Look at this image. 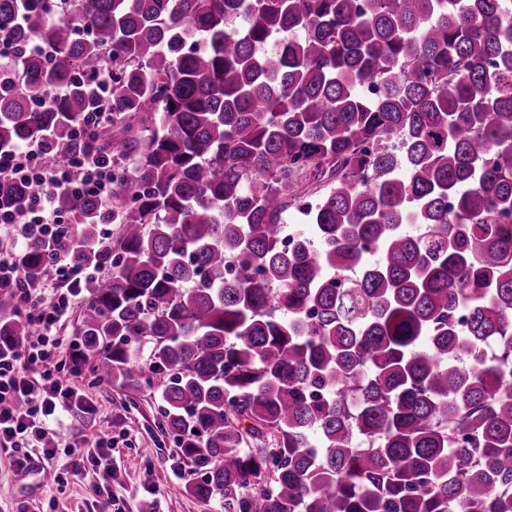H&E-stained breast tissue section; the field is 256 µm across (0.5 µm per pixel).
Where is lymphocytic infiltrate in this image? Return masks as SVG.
Instances as JSON below:
<instances>
[{
    "label": "lymphocytic infiltrate",
    "instance_id": "1",
    "mask_svg": "<svg viewBox=\"0 0 512 512\" xmlns=\"http://www.w3.org/2000/svg\"><path fill=\"white\" fill-rule=\"evenodd\" d=\"M81 170L73 179V170ZM0 179L16 180L35 187L28 208L18 212L0 208V225L10 234V248L0 252V292L12 295L16 312L35 325V338L10 351H0V448L13 452L19 470H28L34 454L51 461L58 450L53 426L61 416L91 409L81 394V359L70 353L56 356L57 332L80 297L94 280V271L61 254L58 240L74 218L55 205L53 190L75 197L95 198L104 210L112 208V160L101 156L73 158L60 164L49 140L0 148ZM37 240L48 256L42 279L28 280L19 256L28 240ZM54 288L45 299L46 288Z\"/></svg>",
    "mask_w": 512,
    "mask_h": 512
}]
</instances>
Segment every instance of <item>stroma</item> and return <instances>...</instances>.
Instances as JSON below:
<instances>
[{"mask_svg":"<svg viewBox=\"0 0 512 512\" xmlns=\"http://www.w3.org/2000/svg\"><path fill=\"white\" fill-rule=\"evenodd\" d=\"M80 384L98 411L65 419L61 441L90 439L121 421L122 436L112 448L110 467L88 461L77 470L72 458L61 454L22 472L0 452V512H99L104 493L110 495L115 512H222L218 502L204 503L183 493L193 478L192 467L180 457L173 438L158 428L157 389L145 390L130 404L123 389L97 380L91 370H83ZM152 469L166 470L167 486L147 482Z\"/></svg>","mask_w":512,"mask_h":512,"instance_id":"stroma-1","label":"stroma"}]
</instances>
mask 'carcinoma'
<instances>
[{"mask_svg": "<svg viewBox=\"0 0 512 512\" xmlns=\"http://www.w3.org/2000/svg\"><path fill=\"white\" fill-rule=\"evenodd\" d=\"M46 2L0 0V32L53 50L0 74V148L112 156L115 240L55 196L80 225L61 249L112 265L77 351L131 401L162 379L161 430L202 472L185 493L512 512V0ZM32 193L0 180V206ZM46 265L29 243L27 277ZM0 313L1 350L34 335L13 296Z\"/></svg>", "mask_w": 512, "mask_h": 512, "instance_id": "1", "label": "carcinoma"}]
</instances>
